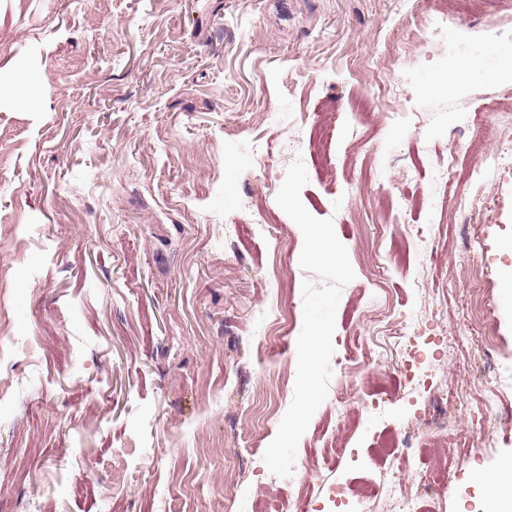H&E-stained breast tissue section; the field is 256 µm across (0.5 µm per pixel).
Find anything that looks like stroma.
<instances>
[{
  "instance_id": "35a3bbf8",
  "label": "stroma",
  "mask_w": 512,
  "mask_h": 512,
  "mask_svg": "<svg viewBox=\"0 0 512 512\" xmlns=\"http://www.w3.org/2000/svg\"><path fill=\"white\" fill-rule=\"evenodd\" d=\"M457 8L452 55L440 33L412 38L428 0H0V512H293L303 492L336 512L330 491L377 482L382 437L406 431L470 455L444 494L408 475L400 494L489 512L479 473L512 483V422L488 439L477 414L487 395L512 407V152L468 185L476 212L449 214L432 172L452 147L468 161L478 120L487 150L512 140V114L488 108L512 77L453 76L512 0ZM298 157L301 201L355 278L305 468L275 479L302 284L324 283L276 201ZM399 326L434 396L410 391ZM433 400L445 427L421 419ZM339 438L354 459L326 467L316 451Z\"/></svg>"
}]
</instances>
